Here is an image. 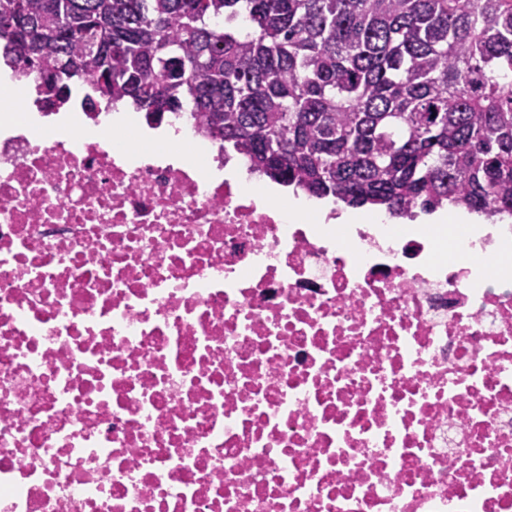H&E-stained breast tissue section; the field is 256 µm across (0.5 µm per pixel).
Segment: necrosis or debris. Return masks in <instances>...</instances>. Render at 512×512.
<instances>
[{"mask_svg": "<svg viewBox=\"0 0 512 512\" xmlns=\"http://www.w3.org/2000/svg\"><path fill=\"white\" fill-rule=\"evenodd\" d=\"M0 82V512H512V259L290 217Z\"/></svg>", "mask_w": 512, "mask_h": 512, "instance_id": "obj_1", "label": "necrosis or debris"}]
</instances>
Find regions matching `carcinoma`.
I'll return each mask as SVG.
<instances>
[{"label":"carcinoma","mask_w":512,"mask_h":512,"mask_svg":"<svg viewBox=\"0 0 512 512\" xmlns=\"http://www.w3.org/2000/svg\"><path fill=\"white\" fill-rule=\"evenodd\" d=\"M0 40L317 198L512 219V0H0Z\"/></svg>","instance_id":"obj_1"}]
</instances>
